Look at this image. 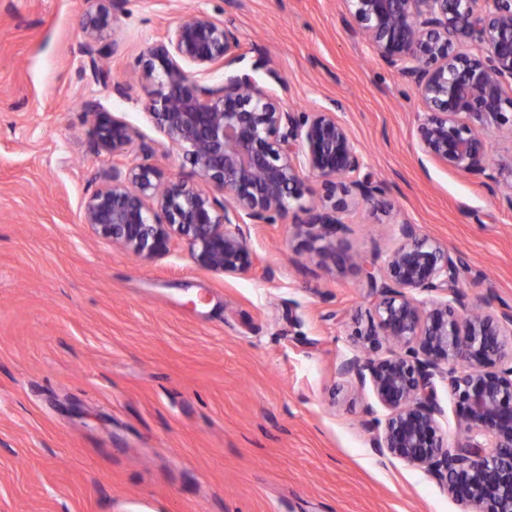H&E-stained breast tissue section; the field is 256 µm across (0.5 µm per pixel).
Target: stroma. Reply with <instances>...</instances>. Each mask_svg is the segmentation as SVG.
I'll return each instance as SVG.
<instances>
[{
  "label": "stroma",
  "mask_w": 512,
  "mask_h": 512,
  "mask_svg": "<svg viewBox=\"0 0 512 512\" xmlns=\"http://www.w3.org/2000/svg\"><path fill=\"white\" fill-rule=\"evenodd\" d=\"M96 7L0 0V512H461L373 451L366 422L386 412L337 366L374 315L352 258L384 266L401 224L460 260L472 300L512 307V194L491 189L512 127L485 132L480 175L424 156L423 105L352 34L346 0H125L101 36L106 84L79 54ZM188 12L233 22L239 70L347 128L381 192L342 213L330 255L299 232L313 177L285 223L250 225L246 276L199 268L182 242L142 260L83 223L112 181L88 102L137 130L124 164L205 186L134 65Z\"/></svg>",
  "instance_id": "stroma-1"
}]
</instances>
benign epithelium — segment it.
Here are the masks:
<instances>
[{"label": "benign epithelium", "mask_w": 512, "mask_h": 512, "mask_svg": "<svg viewBox=\"0 0 512 512\" xmlns=\"http://www.w3.org/2000/svg\"><path fill=\"white\" fill-rule=\"evenodd\" d=\"M83 21L80 53L92 77L107 82L98 45L123 0H98ZM376 57L397 70L421 100L422 152L449 168L485 172L483 133L507 122L512 96V0H348ZM465 41L477 53L459 50ZM234 26L189 13L134 66L159 73L148 109L156 126L210 189L181 180L154 183L148 165L113 167L112 183L86 200L83 223L138 258L167 255L181 240L195 263L211 272L244 275L254 266L247 224L287 218L306 181H321L322 204L308 211L305 235L331 249L351 200L372 204L379 186L358 179L360 156L346 127L329 109L294 112L252 77L227 70L238 59ZM224 69L212 87L196 74ZM94 146L120 160L137 138L125 121L93 103ZM400 243L384 268L366 270L374 288V318L364 334L368 351L337 366L340 377L370 386L387 410L369 421L371 447L418 468L462 512H512V310L473 311L459 287L460 266L414 224L399 227ZM419 292L441 297L423 302ZM385 345L386 354L372 356ZM448 378L462 434L451 450L439 427L444 409L435 377Z\"/></svg>", "instance_id": "7a95c632"}]
</instances>
